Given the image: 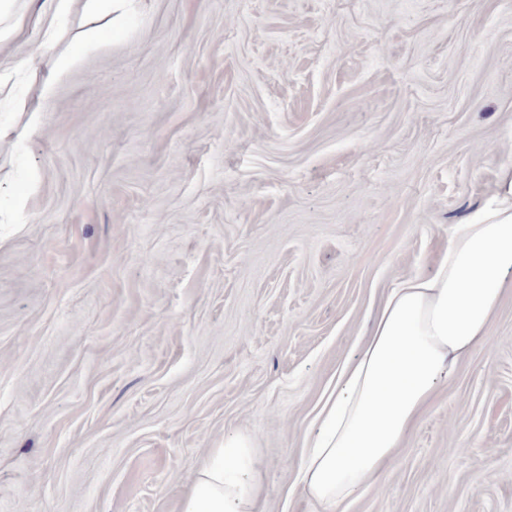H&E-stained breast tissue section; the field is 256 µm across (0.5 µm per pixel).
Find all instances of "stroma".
I'll return each mask as SVG.
<instances>
[{
    "instance_id": "1",
    "label": "stroma",
    "mask_w": 512,
    "mask_h": 512,
    "mask_svg": "<svg viewBox=\"0 0 512 512\" xmlns=\"http://www.w3.org/2000/svg\"><path fill=\"white\" fill-rule=\"evenodd\" d=\"M0 68V512H178L249 434L264 512L400 279L512 167V0H142L50 98ZM41 106L38 133L27 111ZM352 512H512V284Z\"/></svg>"
}]
</instances>
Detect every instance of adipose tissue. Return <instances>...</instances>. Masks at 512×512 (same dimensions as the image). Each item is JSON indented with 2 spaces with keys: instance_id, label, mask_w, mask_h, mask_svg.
Returning a JSON list of instances; mask_svg holds the SVG:
<instances>
[{
  "instance_id": "obj_1",
  "label": "adipose tissue",
  "mask_w": 512,
  "mask_h": 512,
  "mask_svg": "<svg viewBox=\"0 0 512 512\" xmlns=\"http://www.w3.org/2000/svg\"><path fill=\"white\" fill-rule=\"evenodd\" d=\"M138 0H84L92 22L79 51L101 27L121 32ZM512 282V168L460 224L432 273L399 281L386 294L356 355L305 439L301 494L309 512H349L376 487L406 435L453 365L487 340ZM261 466L247 435L225 437L197 472L180 512H262Z\"/></svg>"
}]
</instances>
